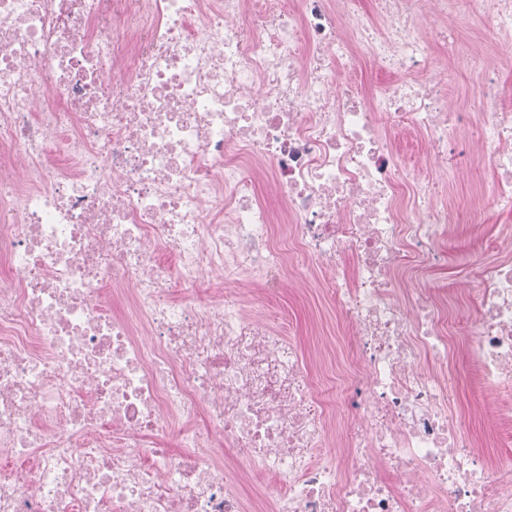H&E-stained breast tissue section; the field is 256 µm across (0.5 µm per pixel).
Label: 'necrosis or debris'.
<instances>
[{
  "mask_svg": "<svg viewBox=\"0 0 512 512\" xmlns=\"http://www.w3.org/2000/svg\"><path fill=\"white\" fill-rule=\"evenodd\" d=\"M510 45L512 0H0V512H512ZM297 286L331 395L269 314ZM450 64L451 67H455L457 69L458 78L455 83L449 86L448 94L454 100L466 102L476 91L477 80L464 69L460 57H454ZM477 173L478 178L474 183H459L453 186L454 192L461 198L455 216L456 223L451 224L454 262L458 265L466 264L480 254L483 240L492 236L493 223L483 224L482 238L474 232L473 224H468L472 216L471 205L474 202L483 203L490 190V177L480 169Z\"/></svg>",
  "mask_w": 512,
  "mask_h": 512,
  "instance_id": "necrosis-or-debris-1",
  "label": "necrosis or debris"
}]
</instances>
